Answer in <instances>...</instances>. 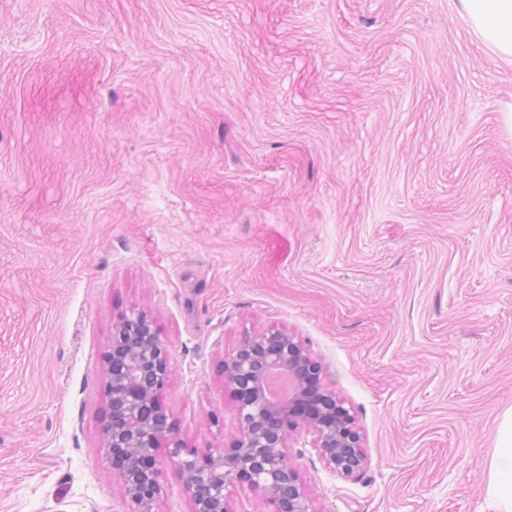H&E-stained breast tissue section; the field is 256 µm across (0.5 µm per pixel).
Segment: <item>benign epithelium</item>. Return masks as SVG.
Listing matches in <instances>:
<instances>
[{
	"mask_svg": "<svg viewBox=\"0 0 512 512\" xmlns=\"http://www.w3.org/2000/svg\"><path fill=\"white\" fill-rule=\"evenodd\" d=\"M105 364L110 407L102 442L132 512H154L160 494L155 453L163 445L190 492L192 512H227L236 486L268 500L275 512H312L308 486L288 454L290 437L300 429L312 435V448L337 473L348 477L364 468L354 414L323 383L322 365L306 344L283 328L245 335L224 360V385L237 403L239 432L215 455L187 447L161 404L173 367L147 312L132 310L113 322ZM276 369L296 384L284 403L268 401L263 391Z\"/></svg>",
	"mask_w": 512,
	"mask_h": 512,
	"instance_id": "benign-epithelium-1",
	"label": "benign epithelium"
}]
</instances>
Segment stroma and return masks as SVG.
I'll return each mask as SVG.
<instances>
[{
  "mask_svg": "<svg viewBox=\"0 0 512 512\" xmlns=\"http://www.w3.org/2000/svg\"><path fill=\"white\" fill-rule=\"evenodd\" d=\"M511 112L459 0H0V512H131L101 430L132 309L188 447L237 437L224 361L275 325L363 438L347 478L291 438L313 512H496Z\"/></svg>",
  "mask_w": 512,
  "mask_h": 512,
  "instance_id": "obj_1",
  "label": "stroma"
}]
</instances>
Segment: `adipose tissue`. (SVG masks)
<instances>
[{
	"label": "adipose tissue",
	"instance_id": "ef3b65f1",
	"mask_svg": "<svg viewBox=\"0 0 512 512\" xmlns=\"http://www.w3.org/2000/svg\"><path fill=\"white\" fill-rule=\"evenodd\" d=\"M462 13L490 49L512 57V0H460Z\"/></svg>",
	"mask_w": 512,
	"mask_h": 512
}]
</instances>
